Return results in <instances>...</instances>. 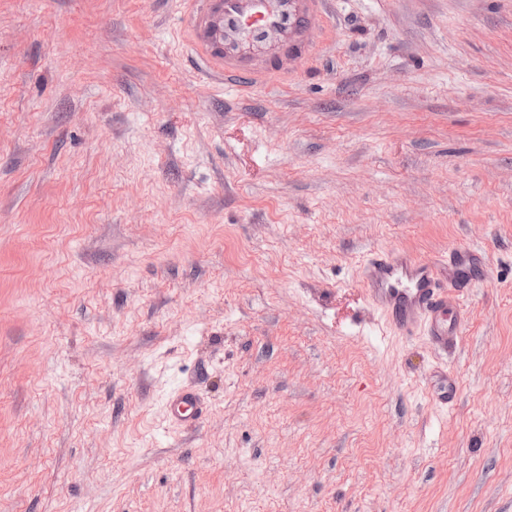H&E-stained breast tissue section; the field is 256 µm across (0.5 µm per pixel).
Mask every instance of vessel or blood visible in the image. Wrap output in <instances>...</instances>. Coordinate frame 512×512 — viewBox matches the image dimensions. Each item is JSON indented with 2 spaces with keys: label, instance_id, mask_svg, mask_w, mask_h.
Masks as SVG:
<instances>
[{
  "label": "vessel or blood",
  "instance_id": "1",
  "mask_svg": "<svg viewBox=\"0 0 512 512\" xmlns=\"http://www.w3.org/2000/svg\"><path fill=\"white\" fill-rule=\"evenodd\" d=\"M182 29L191 50L228 81L279 73V59L301 66L325 25V0H184ZM482 255L457 249L437 258L374 250L361 265V285L388 328L405 339L427 336L439 350L456 345L464 320L462 301ZM170 422L195 425L203 414L198 393L173 389Z\"/></svg>",
  "mask_w": 512,
  "mask_h": 512
}]
</instances>
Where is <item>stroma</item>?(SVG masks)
I'll return each mask as SVG.
<instances>
[{
  "label": "stroma",
  "mask_w": 512,
  "mask_h": 512,
  "mask_svg": "<svg viewBox=\"0 0 512 512\" xmlns=\"http://www.w3.org/2000/svg\"><path fill=\"white\" fill-rule=\"evenodd\" d=\"M182 8L0 0V512H512V0H326L254 85ZM462 248L457 349L384 333L364 254ZM440 378L445 382L444 385L440 386L436 393V401L444 408L447 409L453 407L457 399L458 381L449 372H442L437 370ZM166 410L174 426L186 428L200 420L203 414V403L194 389L179 386L168 394Z\"/></svg>",
  "instance_id": "stroma-1"
}]
</instances>
